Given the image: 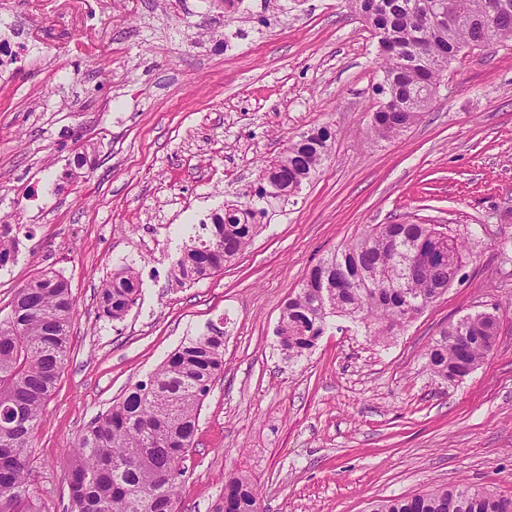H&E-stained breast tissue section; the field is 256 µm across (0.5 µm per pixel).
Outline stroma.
<instances>
[{"label":"stroma","mask_w":512,"mask_h":512,"mask_svg":"<svg viewBox=\"0 0 512 512\" xmlns=\"http://www.w3.org/2000/svg\"><path fill=\"white\" fill-rule=\"evenodd\" d=\"M25 48L0 75V224L29 236L0 267V310L49 269L76 300L71 351L30 449L42 512H70L67 452L175 349L228 324L179 512H212L236 473L260 512H369L460 482L512 495V42L466 49L430 108L371 137L379 37L355 0H0ZM330 125L323 170L231 265L183 288L171 264L288 140ZM77 179L64 172L75 156ZM436 224L473 243L465 278L376 343L335 320L295 360L275 329L309 270L373 224ZM140 276L120 321L113 272ZM498 319L460 383L428 342L459 318ZM139 288L140 280L135 269L128 265L121 267L101 291L102 313L112 320H122L136 304Z\"/></svg>","instance_id":"1"}]
</instances>
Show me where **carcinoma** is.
I'll return each instance as SVG.
<instances>
[{"mask_svg":"<svg viewBox=\"0 0 512 512\" xmlns=\"http://www.w3.org/2000/svg\"><path fill=\"white\" fill-rule=\"evenodd\" d=\"M359 0L380 32L381 69L392 101L372 113L370 130L393 138L431 105L437 76L462 50L512 42V0ZM334 133L323 125L291 140L264 165L270 182L224 203L202 224L207 239L176 257L175 285L196 283L222 271L271 223L302 186L321 172ZM21 225L0 226V266L14 258ZM431 224H375L355 242L313 266L282 308L276 336L288 358L312 349L335 318L350 320L380 342L402 331L448 290L453 268L471 247L455 238L437 247ZM413 251L416 262L400 275L395 254ZM138 273L125 265L101 291L102 313L121 320L137 302ZM75 299L68 282L42 270L14 294L0 317V512L34 505L31 441L70 354ZM492 320L469 314L441 329L425 352L429 369L444 379L465 378L489 355L483 337ZM224 371V329L206 331L179 346L149 376L80 434L66 479L71 512H176L183 466L194 446L199 414ZM507 496L458 483L410 496L377 500L370 512H506ZM259 512L251 478L231 476L213 512Z\"/></svg>","mask_w":512,"mask_h":512,"instance_id":"cac0c4a2","label":"carcinoma"}]
</instances>
